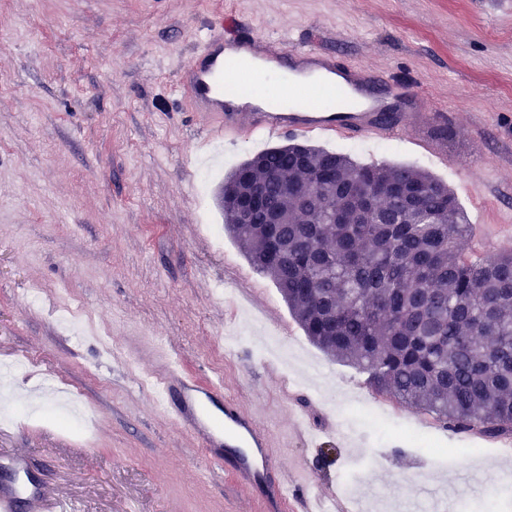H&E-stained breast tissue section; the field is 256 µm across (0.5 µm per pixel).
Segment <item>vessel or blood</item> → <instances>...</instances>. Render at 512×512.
Instances as JSON below:
<instances>
[{
    "label": "vessel or blood",
    "instance_id": "vessel-or-blood-1",
    "mask_svg": "<svg viewBox=\"0 0 512 512\" xmlns=\"http://www.w3.org/2000/svg\"><path fill=\"white\" fill-rule=\"evenodd\" d=\"M237 55L224 53L221 37H209L185 66L178 88L188 108L204 115L210 133L233 143L258 136H309L359 138L382 142L406 132L408 111L423 106L420 96L404 86L377 96L373 88L380 73L361 66L339 67L335 58L315 48H285L279 40L263 37L237 42ZM271 60L279 67L275 78L286 100L284 109L272 112L226 104L224 83L251 84L250 62ZM163 415L178 427L195 434L206 448H230L243 484L259 491L264 512H284L288 494L307 495L316 482L305 460L295 464V477L285 485L269 481L273 464L272 436L259 427L253 414L233 398H225L224 415H211L209 404L219 388L189 374L180 360L166 351L158 353L155 375ZM0 469L13 477L11 488L0 491V512H17L20 500L42 508L47 492L28 480L24 456H0Z\"/></svg>",
    "mask_w": 512,
    "mask_h": 512
}]
</instances>
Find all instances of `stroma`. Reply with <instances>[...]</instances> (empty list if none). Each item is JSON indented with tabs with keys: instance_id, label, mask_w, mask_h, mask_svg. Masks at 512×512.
<instances>
[{
	"instance_id": "stroma-1",
	"label": "stroma",
	"mask_w": 512,
	"mask_h": 512,
	"mask_svg": "<svg viewBox=\"0 0 512 512\" xmlns=\"http://www.w3.org/2000/svg\"><path fill=\"white\" fill-rule=\"evenodd\" d=\"M220 31L423 94L406 140L310 143L427 171L484 228L465 256L512 250V0H0V452L27 457L58 512H264L230 459L158 411L143 377L159 342L272 429V481L302 457L323 493L368 505L425 475L480 512L512 454L321 351L225 231V177L281 141L209 138L184 105L180 71ZM62 286L89 333L61 319ZM302 403L336 424L314 448L295 435Z\"/></svg>"
}]
</instances>
